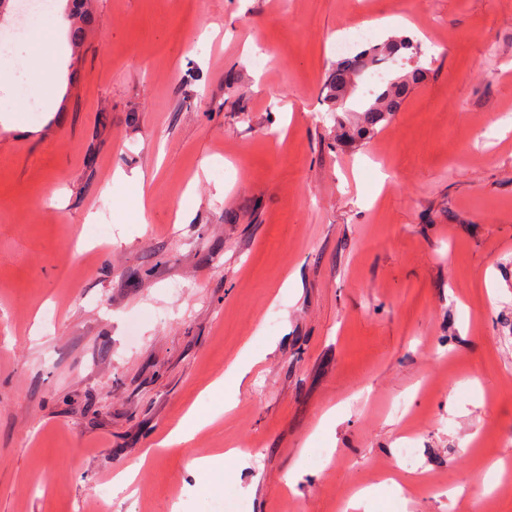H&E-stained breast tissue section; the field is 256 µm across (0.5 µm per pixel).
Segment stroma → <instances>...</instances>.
<instances>
[{
  "mask_svg": "<svg viewBox=\"0 0 512 512\" xmlns=\"http://www.w3.org/2000/svg\"><path fill=\"white\" fill-rule=\"evenodd\" d=\"M394 15L425 79L341 144L333 46ZM0 73V512H512V0H68ZM217 416L209 418L199 417L191 408L181 419L179 424L160 443L162 446H182L189 444L197 432L203 427L213 423Z\"/></svg>",
  "mask_w": 512,
  "mask_h": 512,
  "instance_id": "stroma-1",
  "label": "stroma"
}]
</instances>
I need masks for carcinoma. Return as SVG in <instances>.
Masks as SVG:
<instances>
[{"label": "carcinoma", "instance_id": "carcinoma-1", "mask_svg": "<svg viewBox=\"0 0 512 512\" xmlns=\"http://www.w3.org/2000/svg\"><path fill=\"white\" fill-rule=\"evenodd\" d=\"M408 49L412 58L421 54L409 39L402 37L388 39L333 64L324 85L325 99L332 104V110L352 111L350 99L366 72L372 70L381 73L382 77L367 84V100L361 107L366 114V123L373 127L400 111L411 90L425 75L424 69L415 64L402 75L389 76L388 64L396 63L397 58L401 57L400 51Z\"/></svg>", "mask_w": 512, "mask_h": 512}]
</instances>
